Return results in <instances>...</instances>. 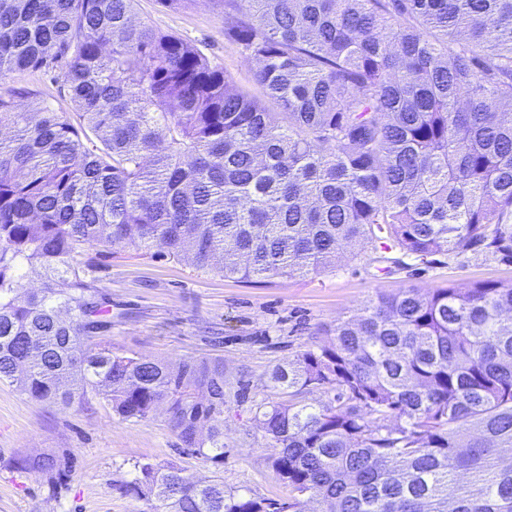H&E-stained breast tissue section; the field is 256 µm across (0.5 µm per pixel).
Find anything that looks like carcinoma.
<instances>
[{"mask_svg": "<svg viewBox=\"0 0 512 512\" xmlns=\"http://www.w3.org/2000/svg\"><path fill=\"white\" fill-rule=\"evenodd\" d=\"M133 4L0 0V77L63 63L82 109L0 93V384L123 421L164 405L183 452L221 469L224 360L112 350L85 246L242 281L318 274L345 244L512 264V0H224L261 98ZM270 382L252 420L288 498L172 462L135 465L125 491L163 512H512V282L377 294Z\"/></svg>", "mask_w": 512, "mask_h": 512, "instance_id": "cac0c4a2", "label": "carcinoma"}]
</instances>
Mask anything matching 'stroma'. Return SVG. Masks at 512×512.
I'll use <instances>...</instances> for the list:
<instances>
[{
  "mask_svg": "<svg viewBox=\"0 0 512 512\" xmlns=\"http://www.w3.org/2000/svg\"><path fill=\"white\" fill-rule=\"evenodd\" d=\"M134 16L194 44L210 63L238 84L253 87V66L224 36V6L197 0L188 9H166L157 0H135ZM63 68L14 71L0 78V91L27 89L50 107L78 111L60 91ZM112 300V347L119 352L176 362L186 357L224 361V487L255 498L284 499L288 489L272 467L275 453L252 421L253 402L270 396L271 369L317 348L337 320L353 316L375 293L414 286L465 288L484 280L512 281V264L467 251L417 259L404 268L374 260L370 250L346 248L336 267L314 276L295 274L243 282L200 271L185 259H155L87 248ZM249 398L235 396L238 381ZM178 439L165 410L147 420L123 421L102 400L62 410L0 384V512H161L158 501L127 493L137 462H173L188 481L213 480V467L178 454ZM68 453L71 472L52 484L45 474L16 467L18 458Z\"/></svg>",
  "mask_w": 512,
  "mask_h": 512,
  "instance_id": "stroma-1",
  "label": "stroma"
}]
</instances>
